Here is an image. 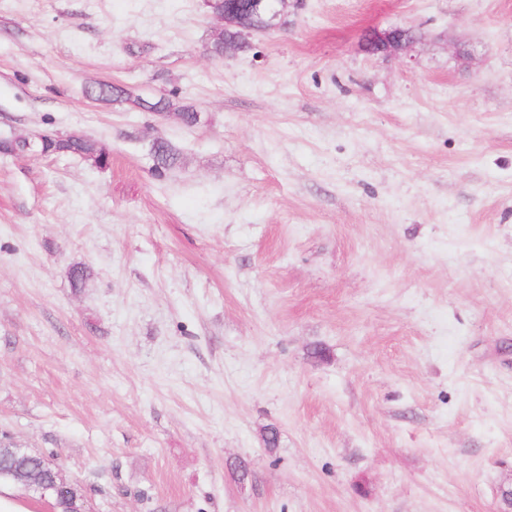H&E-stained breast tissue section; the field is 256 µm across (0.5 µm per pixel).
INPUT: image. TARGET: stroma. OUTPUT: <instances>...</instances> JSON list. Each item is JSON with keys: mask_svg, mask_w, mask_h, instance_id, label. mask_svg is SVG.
<instances>
[{"mask_svg": "<svg viewBox=\"0 0 512 512\" xmlns=\"http://www.w3.org/2000/svg\"><path fill=\"white\" fill-rule=\"evenodd\" d=\"M221 27L205 0H0V139L111 151L0 155V442L91 512H501L512 0H297L218 60ZM392 27L418 38L368 54ZM97 101L122 107L124 105L137 108L145 112H166L173 106L171 101L165 97L149 98L133 93L121 86L112 84H99L96 88L87 92ZM35 139L31 149L27 142ZM28 150L40 156L68 154L89 161L97 168L109 164L110 149L103 142L83 135H54L41 133L38 135H17L0 141V154L12 155ZM155 166L158 170H167L179 161V153L165 139H157L152 145Z\"/></svg>", "mask_w": 512, "mask_h": 512, "instance_id": "obj_1", "label": "stroma"}]
</instances>
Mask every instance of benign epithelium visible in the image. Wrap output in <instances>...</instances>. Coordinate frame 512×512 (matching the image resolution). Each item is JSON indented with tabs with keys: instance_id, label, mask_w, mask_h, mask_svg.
Instances as JSON below:
<instances>
[{
	"instance_id": "7a95c632",
	"label": "benign epithelium",
	"mask_w": 512,
	"mask_h": 512,
	"mask_svg": "<svg viewBox=\"0 0 512 512\" xmlns=\"http://www.w3.org/2000/svg\"><path fill=\"white\" fill-rule=\"evenodd\" d=\"M289 0H244L240 6L232 8V11L224 13L222 21L224 27H237L246 34L256 31L252 25L255 17L265 18L263 32L275 31L286 24L288 16ZM378 44V53L397 55L403 51L414 39H399L393 31H386L375 38ZM0 455H8L16 464L5 471L0 468V476L8 474L11 478L24 485V487L42 497L50 490L63 496L62 512H89L86 495L82 485L66 477L63 468L54 460L44 461V471L32 470L22 464V461L37 455L31 448H22L14 445L9 448H0Z\"/></svg>"
}]
</instances>
